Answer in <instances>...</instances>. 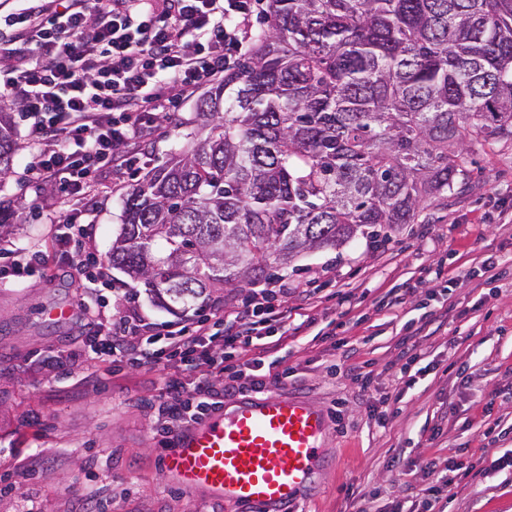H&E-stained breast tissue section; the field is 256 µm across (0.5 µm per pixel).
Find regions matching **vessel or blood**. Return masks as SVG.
<instances>
[{
  "label": "vessel or blood",
  "mask_w": 512,
  "mask_h": 512,
  "mask_svg": "<svg viewBox=\"0 0 512 512\" xmlns=\"http://www.w3.org/2000/svg\"><path fill=\"white\" fill-rule=\"evenodd\" d=\"M327 413L285 393L243 400L171 438L162 466L185 490H208L237 512H282L310 483Z\"/></svg>",
  "instance_id": "b4317fda"
}]
</instances>
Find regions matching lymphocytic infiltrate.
Listing matches in <instances>:
<instances>
[{
    "mask_svg": "<svg viewBox=\"0 0 512 512\" xmlns=\"http://www.w3.org/2000/svg\"><path fill=\"white\" fill-rule=\"evenodd\" d=\"M39 0L6 15L0 35V102L21 108L33 172L39 186L62 191L73 207L61 216L55 251L70 269L98 270L95 252L79 248L94 206L89 183L105 169L137 165L142 143L165 137L171 114L233 70L255 39L257 0ZM112 293L86 301L94 330L86 338L98 360L120 354L160 371L159 410L181 424H193L218 410L238 389L237 362L251 355L262 325L281 326L272 348L288 340L287 307L271 303L287 294V280L264 284L247 301L225 308L215 301L207 314L187 321L156 323L122 314L124 296ZM186 371L209 368L195 389L205 402L185 398V378L169 373L171 361Z\"/></svg>",
    "mask_w": 512,
    "mask_h": 512,
    "instance_id": "obj_1",
    "label": "lymphocytic infiltrate"
}]
</instances>
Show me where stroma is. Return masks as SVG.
I'll return each instance as SVG.
<instances>
[{
    "instance_id": "1",
    "label": "stroma",
    "mask_w": 512,
    "mask_h": 512,
    "mask_svg": "<svg viewBox=\"0 0 512 512\" xmlns=\"http://www.w3.org/2000/svg\"><path fill=\"white\" fill-rule=\"evenodd\" d=\"M196 101L183 103L163 140L145 143L138 173L186 145ZM27 146H19L0 197L14 200L0 247L41 248L46 266L0 283V512H234L207 490L187 491L161 468L166 420L152 403L159 372L123 360L121 372L95 359L84 338L91 319L85 277L52 256L55 225L47 196L31 190ZM468 184L423 206L422 221L388 235H356L275 267V278L315 280V324L288 347L265 354L292 370L284 392L332 417L324 464L288 512H347V489L372 512H391L410 486L428 483L418 458L456 459L473 473L455 485L444 512H512V472L495 461L512 451V143L474 146ZM136 175L104 172L90 187L96 203L91 247L107 256ZM55 203L59 213L71 204ZM495 255L498 265L485 270ZM125 286L127 311L166 322L172 315L142 281L111 269ZM340 326H331V319ZM417 335L430 370L403 378L404 337ZM342 349H335V342ZM372 373L368 389L352 375ZM386 412L378 427L370 407ZM498 418L495 443L485 416ZM403 452L408 465L391 470Z\"/></svg>"
}]
</instances>
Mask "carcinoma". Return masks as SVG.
Returning a JSON list of instances; mask_svg holds the SVG:
<instances>
[{
	"label": "carcinoma",
	"instance_id": "carcinoma-1",
	"mask_svg": "<svg viewBox=\"0 0 512 512\" xmlns=\"http://www.w3.org/2000/svg\"><path fill=\"white\" fill-rule=\"evenodd\" d=\"M0 103V178L17 151ZM187 149L127 194L112 266L169 309L363 229L418 223L512 142V0H270Z\"/></svg>",
	"mask_w": 512,
	"mask_h": 512
}]
</instances>
